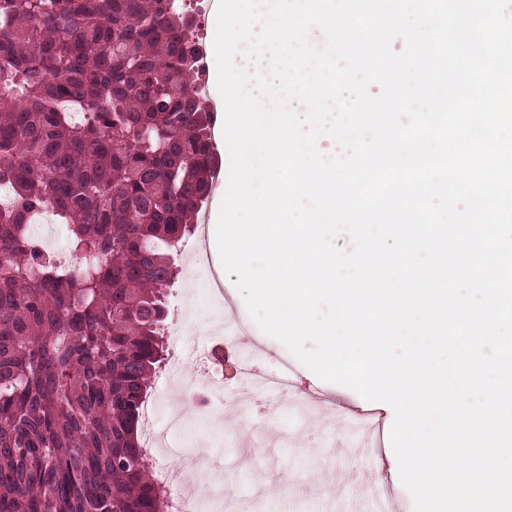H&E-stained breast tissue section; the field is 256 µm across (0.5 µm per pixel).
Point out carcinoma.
Returning <instances> with one entry per match:
<instances>
[{
    "label": "carcinoma",
    "instance_id": "1",
    "mask_svg": "<svg viewBox=\"0 0 512 512\" xmlns=\"http://www.w3.org/2000/svg\"><path fill=\"white\" fill-rule=\"evenodd\" d=\"M170 0H0V512H166L141 412L218 165ZM80 112L75 123L71 113ZM66 225L52 261L35 214Z\"/></svg>",
    "mask_w": 512,
    "mask_h": 512
}]
</instances>
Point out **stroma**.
<instances>
[{"instance_id": "stroma-1", "label": "stroma", "mask_w": 512, "mask_h": 512, "mask_svg": "<svg viewBox=\"0 0 512 512\" xmlns=\"http://www.w3.org/2000/svg\"><path fill=\"white\" fill-rule=\"evenodd\" d=\"M196 245L188 240L175 258L180 275L168 292V329L183 330L182 346L171 350L169 367L153 379L149 400L156 418H163L174 403H181L186 421L168 449L152 452L153 478L182 480L194 470L223 487V498L204 503L215 512H344L346 500L371 496L378 478H386V491L397 512H414L410 494L392 464L391 441L364 457L348 442L349 420L375 413L383 432H390L393 411L383 403L363 399L355 391L320 379L278 340L266 335L251 318L232 278L224 280V307L243 320L245 334L237 344L224 347L230 364L247 359L258 371H277L280 360L293 367L296 397L314 404L323 420L291 412L290 397H280L281 410H266V392L254 390L235 372L204 362L201 353L211 347L206 323L212 313L208 279L186 270ZM209 373L226 385L232 400L217 405L209 397L195 396L191 383Z\"/></svg>"}]
</instances>
